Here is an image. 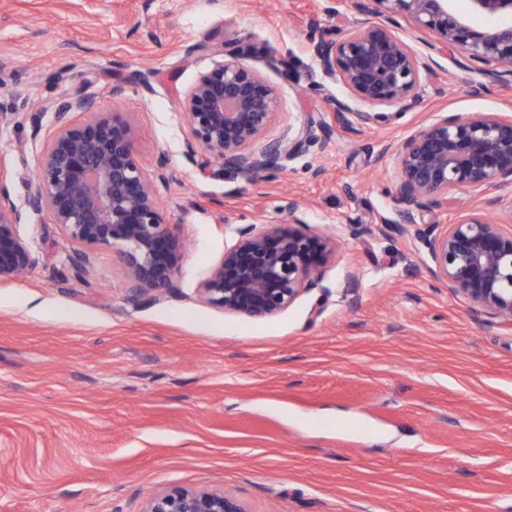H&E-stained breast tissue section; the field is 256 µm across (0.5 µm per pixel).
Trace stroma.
I'll list each match as a JSON object with an SVG mask.
<instances>
[{
	"label": "stroma",
	"mask_w": 512,
	"mask_h": 512,
	"mask_svg": "<svg viewBox=\"0 0 512 512\" xmlns=\"http://www.w3.org/2000/svg\"><path fill=\"white\" fill-rule=\"evenodd\" d=\"M356 14V0H0V144L24 142L35 172L54 132L36 103L84 90L123 113L146 164L173 169L159 202L186 240L177 292L134 306L116 255L76 269L78 246L29 214L39 263L0 283V512H139L177 488H221L251 512H512V327L436 279L400 222L388 149L439 112L511 116L512 82L479 88L444 58L387 123L339 119L351 99L311 46ZM246 43L287 63L263 70L282 99L267 138L323 128L258 182L182 156L178 101L211 62L186 46ZM291 201L337 243L320 313L312 293L262 321L197 300L233 227L287 219ZM477 206L508 221L512 186L420 217L451 224Z\"/></svg>",
	"instance_id": "stroma-1"
}]
</instances>
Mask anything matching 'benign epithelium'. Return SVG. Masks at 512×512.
<instances>
[{
	"instance_id": "7a95c632",
	"label": "benign epithelium",
	"mask_w": 512,
	"mask_h": 512,
	"mask_svg": "<svg viewBox=\"0 0 512 512\" xmlns=\"http://www.w3.org/2000/svg\"><path fill=\"white\" fill-rule=\"evenodd\" d=\"M360 17L336 36L312 46L329 80L362 106L412 105L422 73L431 71L400 34L399 19L435 34L440 53L468 61L483 78L512 77V0H359ZM215 56L179 101L189 135L185 161L204 171L219 163L249 181L286 170L315 138L309 125L272 140L263 135L275 120L281 98L254 64L248 48L226 52L201 44L192 57ZM494 68L484 69L482 65ZM95 101L81 91L52 102L55 131L44 148L34 185L23 203L12 198L11 181L0 170V281H10L39 262L25 233L28 212H48L66 239L89 252L110 249L123 267L126 299L137 305L176 291L185 254L182 236L165 222L159 188L170 173L163 159L146 165L136 134L121 115L76 125L72 114L91 112ZM361 124L381 125L384 112L358 110ZM398 158L395 191L404 204L402 220L415 227L436 278L469 304L475 315L512 327V229L482 209L452 224L419 227L416 214L427 204L448 208L456 193L512 185V117L481 112L438 113L393 146ZM288 223L253 219L234 229L224 255L201 279L198 299L226 315L265 320L290 308L303 294L324 290L322 269L336 245L295 216ZM141 512H249L222 490L156 491Z\"/></svg>"
}]
</instances>
